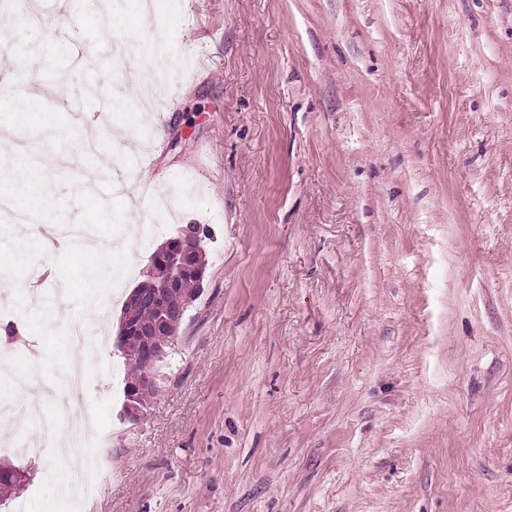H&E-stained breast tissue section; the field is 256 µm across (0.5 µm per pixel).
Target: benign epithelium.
Here are the masks:
<instances>
[{
  "mask_svg": "<svg viewBox=\"0 0 512 512\" xmlns=\"http://www.w3.org/2000/svg\"><path fill=\"white\" fill-rule=\"evenodd\" d=\"M204 238L201 226L187 224L154 251L143 272L144 280L128 295L120 318L116 345L125 359L152 368L167 356L173 336L193 302L179 293L180 281L190 273L199 281L205 275ZM147 301L158 305V315L156 320L142 324L135 321V314ZM153 391L155 377L148 373L139 385L125 391L124 416L132 421L140 418Z\"/></svg>",
  "mask_w": 512,
  "mask_h": 512,
  "instance_id": "7a95c632",
  "label": "benign epithelium"
}]
</instances>
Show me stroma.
<instances>
[{
  "label": "stroma",
  "mask_w": 512,
  "mask_h": 512,
  "mask_svg": "<svg viewBox=\"0 0 512 512\" xmlns=\"http://www.w3.org/2000/svg\"><path fill=\"white\" fill-rule=\"evenodd\" d=\"M156 3L118 28L130 54L104 81L120 112L74 81L110 15L82 8L51 36L23 0L10 12L0 136L14 143L26 98L28 155L70 161L45 168L34 223L128 230L125 294L164 240L136 235L153 191L197 182L175 223L211 232L139 420L122 414L121 354L93 353L106 442L87 505L66 457L0 453L26 473L27 512H512V0ZM159 36L172 65L147 123L135 88ZM101 124L104 151L152 139L127 172L129 217L78 209L95 166L79 136ZM23 233L0 231V280L22 302L50 290L17 330L51 382L95 263L48 238L14 266ZM9 397L39 401L61 438L64 391Z\"/></svg>",
  "instance_id": "35a3bbf8"
}]
</instances>
